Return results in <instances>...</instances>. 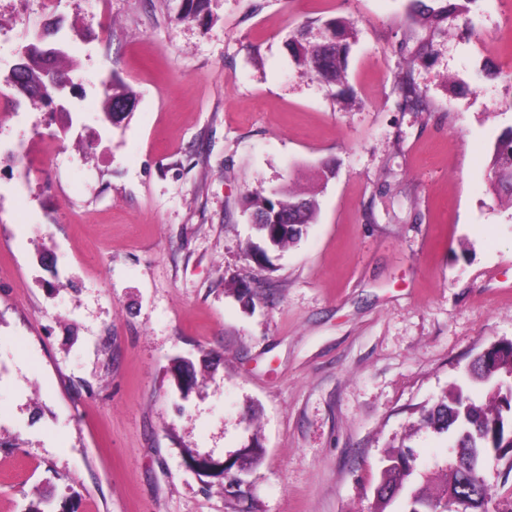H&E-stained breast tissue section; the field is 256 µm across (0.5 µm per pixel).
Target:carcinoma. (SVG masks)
I'll use <instances>...</instances> for the list:
<instances>
[{
  "mask_svg": "<svg viewBox=\"0 0 512 512\" xmlns=\"http://www.w3.org/2000/svg\"><path fill=\"white\" fill-rule=\"evenodd\" d=\"M211 0H180L178 20L199 21L209 14ZM350 31L336 18L323 21L317 27H303L288 43L298 65L315 72L327 83L342 79L345 72L347 40ZM399 90L403 105L411 109L422 106L423 100L410 80H404ZM135 107V98L128 91L112 88L103 102L104 116L118 124ZM490 186L496 192L512 193V127L503 131L494 144L489 161ZM247 210L253 214L273 217L288 215L291 228L274 235L266 224L257 225L259 242L249 246V254L256 261L269 260L268 252L281 251L299 239L303 227L315 222L319 202L314 193L299 194L280 188L266 196L255 193L247 199ZM512 365V342L500 341L491 349L480 353L473 361L471 377L488 387L491 404L485 408L474 403L463 389L443 395L423 410L421 421L438 433H448L462 444L461 455L467 463V475L461 476L456 462L449 463L443 478L436 486L426 480L415 484V455L408 446L392 450L389 464L384 468L376 497V512H387L396 500L404 499L402 512H444L448 499L456 497L468 503V512H482L488 486L483 474V460L490 452H498L512 438V380L503 371ZM176 385L184 392L193 386V374L188 363H175L171 369ZM260 458L258 449L252 448L225 463L227 471L240 475L250 472Z\"/></svg>",
  "mask_w": 512,
  "mask_h": 512,
  "instance_id": "cac0c4a2",
  "label": "carcinoma"
}]
</instances>
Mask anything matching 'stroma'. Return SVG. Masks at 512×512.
Returning a JSON list of instances; mask_svg holds the SVG:
<instances>
[{"label": "stroma", "instance_id": "1", "mask_svg": "<svg viewBox=\"0 0 512 512\" xmlns=\"http://www.w3.org/2000/svg\"><path fill=\"white\" fill-rule=\"evenodd\" d=\"M0 0V76L58 24L73 126L0 92V512H374L394 447L438 477L420 410L512 340V195L488 161L512 126V0ZM111 23H103L101 11ZM352 29L327 86L288 41ZM410 79L429 109H405ZM137 103L102 121L105 82ZM331 175L317 179L322 168ZM320 186L314 224L261 265L243 201ZM198 383L182 393L176 361ZM260 446L246 492L191 457ZM181 4L178 20L182 22L200 21L209 15L211 0H179Z\"/></svg>", "mask_w": 512, "mask_h": 512}]
</instances>
